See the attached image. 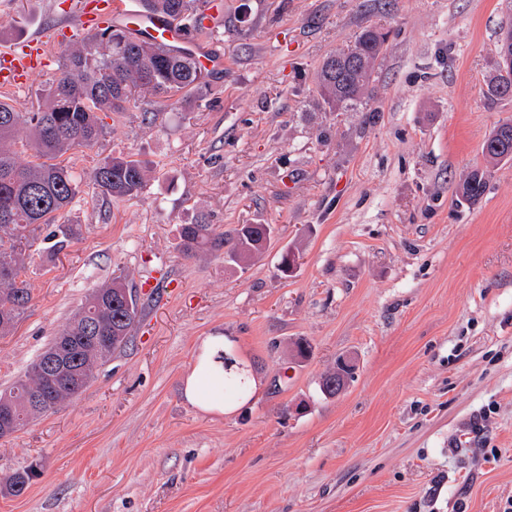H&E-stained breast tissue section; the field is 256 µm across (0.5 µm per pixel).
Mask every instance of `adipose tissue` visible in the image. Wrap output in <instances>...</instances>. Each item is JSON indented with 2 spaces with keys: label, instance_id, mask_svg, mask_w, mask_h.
Segmentation results:
<instances>
[{
  "label": "adipose tissue",
  "instance_id": "1",
  "mask_svg": "<svg viewBox=\"0 0 512 512\" xmlns=\"http://www.w3.org/2000/svg\"><path fill=\"white\" fill-rule=\"evenodd\" d=\"M227 351L220 336L206 337L198 348L196 361L184 379V396L203 412L223 414L225 409L222 379L225 372L246 373L241 361L226 363Z\"/></svg>",
  "mask_w": 512,
  "mask_h": 512
}]
</instances>
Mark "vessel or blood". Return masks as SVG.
<instances>
[{
  "label": "vessel or blood",
  "instance_id": "1",
  "mask_svg": "<svg viewBox=\"0 0 512 512\" xmlns=\"http://www.w3.org/2000/svg\"><path fill=\"white\" fill-rule=\"evenodd\" d=\"M65 11L77 32H90L128 19L122 0H68ZM56 35H41L19 47L0 48V89L25 87L31 77L50 62V47L59 43Z\"/></svg>",
  "mask_w": 512,
  "mask_h": 512
}]
</instances>
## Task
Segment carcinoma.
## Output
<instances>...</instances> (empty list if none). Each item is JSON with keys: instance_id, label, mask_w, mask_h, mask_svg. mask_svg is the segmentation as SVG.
<instances>
[{"instance_id": "1", "label": "carcinoma", "mask_w": 512, "mask_h": 512, "mask_svg": "<svg viewBox=\"0 0 512 512\" xmlns=\"http://www.w3.org/2000/svg\"><path fill=\"white\" fill-rule=\"evenodd\" d=\"M204 0H139L140 12L176 27L193 22L202 29ZM386 33L366 27L355 34L353 46L337 51L323 62L318 75V105L326 112H349L363 103L378 55L377 38ZM209 73L193 52L177 44H161L145 32L135 36L124 27L108 25L82 37L64 51L63 63L49 83L43 102L33 112H20L0 96V336H6L32 300L30 288L21 279L30 258V248L41 226L71 204L80 180L57 159L70 151L96 143L105 134L100 113L125 112L135 97L151 94L167 100L179 94L199 92L208 85ZM512 89V71H498L488 93L504 97ZM25 135L35 160H19L15 145ZM150 167L139 160L107 156L93 170L101 192L114 199L140 195ZM489 171L475 168L460 182L458 194L468 202L478 201L487 186ZM272 233L269 224H242L233 237L219 243L209 224H184L180 247L190 257L202 249L225 247L224 261L241 266L259 257ZM129 295L132 308L115 304ZM140 310L133 289L117 276L91 292L79 311L47 347L60 350L72 362L73 377L49 394L61 408L81 394L96 367L106 363L87 337L89 322L98 320L101 332L112 337L111 352L123 350ZM44 355H39L23 377L0 392V402L15 406L19 427L32 416L28 398L48 390L43 376ZM28 471L0 476V493L21 495L30 483Z\"/></svg>"}]
</instances>
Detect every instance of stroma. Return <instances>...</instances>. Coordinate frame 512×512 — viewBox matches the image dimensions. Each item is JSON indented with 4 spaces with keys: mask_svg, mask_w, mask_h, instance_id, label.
I'll list each match as a JSON object with an SVG mask.
<instances>
[{
    "mask_svg": "<svg viewBox=\"0 0 512 512\" xmlns=\"http://www.w3.org/2000/svg\"><path fill=\"white\" fill-rule=\"evenodd\" d=\"M207 91L142 95L68 153L79 192L37 238L32 301L0 337V391L122 276L142 312L84 391L0 440L36 467L0 512H512V160L482 145L512 123L491 99L512 0H223ZM55 0H0V46L68 26ZM365 27L386 32L355 112L317 109V73ZM45 71L10 92L37 108ZM152 163L143 194L104 196L107 156ZM487 167L474 204L458 184ZM268 224L245 269L187 258L185 224ZM294 250V273L278 270ZM224 334L257 387L221 416L183 396L200 342ZM354 370L321 390L339 358Z\"/></svg>",
    "mask_w": 512,
    "mask_h": 512,
    "instance_id": "stroma-1",
    "label": "stroma"
}]
</instances>
